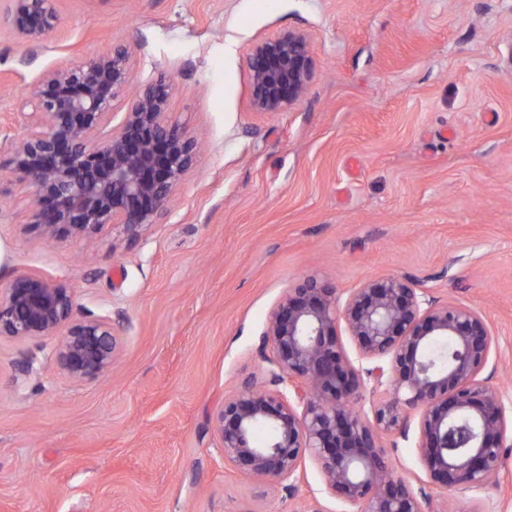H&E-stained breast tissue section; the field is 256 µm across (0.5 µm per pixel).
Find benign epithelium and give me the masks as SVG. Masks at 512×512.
<instances>
[{
    "instance_id": "benign-epithelium-1",
    "label": "benign epithelium",
    "mask_w": 512,
    "mask_h": 512,
    "mask_svg": "<svg viewBox=\"0 0 512 512\" xmlns=\"http://www.w3.org/2000/svg\"><path fill=\"white\" fill-rule=\"evenodd\" d=\"M14 36L40 46L56 30L53 0H9ZM133 47L45 72L19 113L23 134L8 164L34 188L27 223L50 239L90 240L106 225L139 238L170 211L175 188L196 165L198 142L167 124L172 81L139 89L118 123L114 102L133 83ZM251 105L279 112L296 103L314 77L308 35L289 29L257 42L249 57ZM74 289L36 272L16 275L0 290V338L37 342L56 336L54 363L76 383L111 368L118 341L106 316L74 315ZM345 321L358 361L348 358L338 327ZM452 342L450 360L436 364L435 345ZM265 342L274 359L275 388L250 381L224 400L215 428L224 459L269 482L297 477L305 456L327 489L356 512H428L424 487L393 475L385 435L407 436L419 414L418 450L440 489L477 490L499 469L509 429L508 400L482 376L493 337L483 315L438 303L408 279L367 282L341 301L337 289L308 278L288 289L272 310ZM381 389L367 411H355L364 379ZM288 383V392L277 386ZM270 430L266 442L254 431Z\"/></svg>"
}]
</instances>
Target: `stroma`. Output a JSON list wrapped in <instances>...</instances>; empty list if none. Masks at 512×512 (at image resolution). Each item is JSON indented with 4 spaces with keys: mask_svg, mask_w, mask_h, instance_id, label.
Instances as JSON below:
<instances>
[{
    "mask_svg": "<svg viewBox=\"0 0 512 512\" xmlns=\"http://www.w3.org/2000/svg\"><path fill=\"white\" fill-rule=\"evenodd\" d=\"M33 47L0 0V289L68 284L76 317L108 316L116 361L73 382L56 337L0 339V512H351L312 458L273 485L225 462L213 415L244 380L269 386L268 319L306 278L348 297L398 275L482 313L492 384L512 398V0H55ZM307 33L315 75L282 111L251 106L253 45ZM133 42L134 88L174 82L168 121L198 137L171 211L138 239L30 231L32 190L7 165L32 83ZM382 443L426 481L418 434ZM433 512H512L496 483L430 489Z\"/></svg>",
    "mask_w": 512,
    "mask_h": 512,
    "instance_id": "1",
    "label": "stroma"
}]
</instances>
